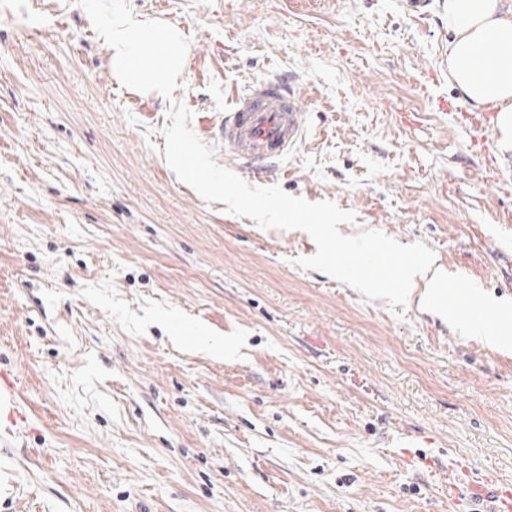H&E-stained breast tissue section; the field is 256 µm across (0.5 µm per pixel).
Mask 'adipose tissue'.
Wrapping results in <instances>:
<instances>
[{
  "instance_id": "obj_1",
  "label": "adipose tissue",
  "mask_w": 512,
  "mask_h": 512,
  "mask_svg": "<svg viewBox=\"0 0 512 512\" xmlns=\"http://www.w3.org/2000/svg\"><path fill=\"white\" fill-rule=\"evenodd\" d=\"M448 71L472 106H488L499 114L500 145L512 143V55L480 66L477 52L493 46L512 48V15L502 0H448Z\"/></svg>"
}]
</instances>
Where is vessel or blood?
Segmentation results:
<instances>
[{"mask_svg":"<svg viewBox=\"0 0 512 512\" xmlns=\"http://www.w3.org/2000/svg\"><path fill=\"white\" fill-rule=\"evenodd\" d=\"M423 92L438 113L455 116L468 133L469 149L485 157L489 170H497L500 152L492 133L498 128V113L460 111L455 101L436 94L429 84L424 85ZM306 128L307 112L299 95L282 80H264L235 97L217 136L236 166L258 176L264 174L265 163L297 152ZM22 396L16 371L0 368V423L19 437L32 429L30 414L20 404ZM460 497L470 503L473 512H512V482L491 469L462 485H450L449 501Z\"/></svg>","mask_w":512,"mask_h":512,"instance_id":"1","label":"vessel or blood"}]
</instances>
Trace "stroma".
I'll list each match as a JSON object with an SVG mask.
<instances>
[{"label":"stroma","mask_w":512,"mask_h":512,"mask_svg":"<svg viewBox=\"0 0 512 512\" xmlns=\"http://www.w3.org/2000/svg\"><path fill=\"white\" fill-rule=\"evenodd\" d=\"M189 36L204 143L280 76L304 143L251 185L353 210L435 254L395 316L293 265L316 246L177 180L167 100L123 88L76 0H0V512H449L454 460L512 481V163L469 151L420 84L448 74L445 0H131ZM418 113L401 125L395 109ZM22 396L23 387L16 371L0 368V423H6L19 437L32 430L30 414L19 402Z\"/></svg>","instance_id":"obj_1"}]
</instances>
